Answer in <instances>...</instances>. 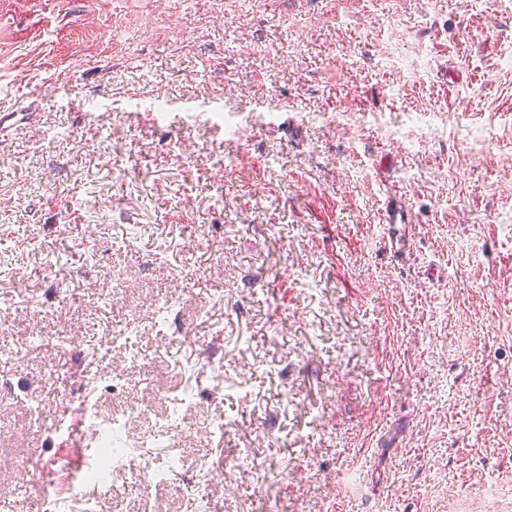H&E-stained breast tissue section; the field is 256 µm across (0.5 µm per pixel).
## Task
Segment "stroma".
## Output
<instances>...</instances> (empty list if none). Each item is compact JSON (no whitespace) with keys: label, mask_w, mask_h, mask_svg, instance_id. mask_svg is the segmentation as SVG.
I'll return each mask as SVG.
<instances>
[{"label":"stroma","mask_w":512,"mask_h":512,"mask_svg":"<svg viewBox=\"0 0 512 512\" xmlns=\"http://www.w3.org/2000/svg\"><path fill=\"white\" fill-rule=\"evenodd\" d=\"M2 380L0 512H512V0H0ZM124 447L129 448H165L167 456V465L169 470H174L180 462V448L176 445L166 433L162 430L154 434L150 440L135 439L127 434L125 435Z\"/></svg>","instance_id":"stroma-1"}]
</instances>
